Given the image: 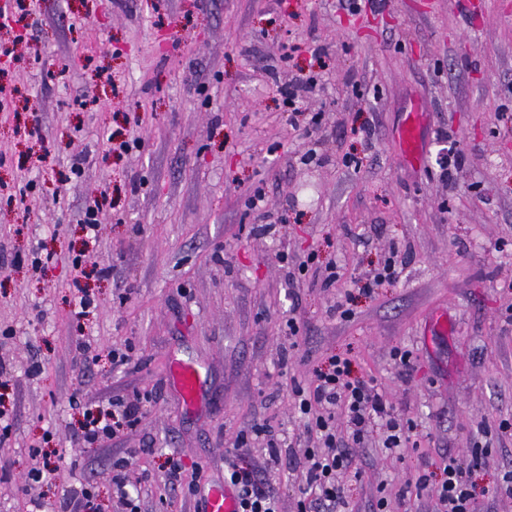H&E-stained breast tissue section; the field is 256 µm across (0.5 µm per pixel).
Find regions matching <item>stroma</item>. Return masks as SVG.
<instances>
[{
  "instance_id": "stroma-1",
  "label": "stroma",
  "mask_w": 512,
  "mask_h": 512,
  "mask_svg": "<svg viewBox=\"0 0 512 512\" xmlns=\"http://www.w3.org/2000/svg\"><path fill=\"white\" fill-rule=\"evenodd\" d=\"M12 28L20 43L0 33L14 46L0 62V406L13 412L0 512H23L30 494L56 506L80 480L100 512H123L112 463L129 456L141 512H195L165 487V453L218 482L237 435L265 422L286 439L269 479L292 512L306 435L290 385L346 349L425 438L392 452L372 434L348 512H371L381 484L389 512H439L410 473L438 483L477 441L492 446L471 474L478 512H512L496 490L512 470L498 429L512 418V0H27ZM309 74L322 87L292 113L283 92ZM413 110L425 116L415 164L398 139ZM114 134L142 146L109 153ZM451 150L463 159L449 182L438 162ZM257 189L266 205L252 210ZM392 253L399 281L357 297L352 318L333 314ZM331 261L343 277L324 288ZM84 290L95 307L80 319ZM79 341L97 359H76ZM396 345L412 370L390 358ZM115 349L136 369L113 370ZM177 360L201 368L196 408L168 379ZM135 398L133 430L90 448L73 438L85 406ZM40 445L61 467L21 493Z\"/></svg>"
}]
</instances>
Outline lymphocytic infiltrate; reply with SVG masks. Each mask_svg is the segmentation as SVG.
Listing matches in <instances>:
<instances>
[{"label":"lymphocytic infiltrate","instance_id":"1","mask_svg":"<svg viewBox=\"0 0 512 512\" xmlns=\"http://www.w3.org/2000/svg\"><path fill=\"white\" fill-rule=\"evenodd\" d=\"M351 365L348 353L332 355L311 369L307 382L292 385L294 407L312 443L305 451L295 512H338L345 495L337 477L342 474L361 481L363 471L355 463V451L364 447L374 431L382 432L383 446L391 451L420 444L415 423L393 411L375 380L353 377ZM141 417L142 406L137 400L116 403L105 410H88L75 436L91 446L134 429ZM247 443L246 437H238L237 452L224 458V482L237 493L238 512H281V500L268 479L241 464L240 450ZM488 451V446L475 445L469 461L448 458L444 479L437 485H429L423 474L416 483L423 489L432 488L444 512H475L476 493L470 474Z\"/></svg>","mask_w":512,"mask_h":512}]
</instances>
